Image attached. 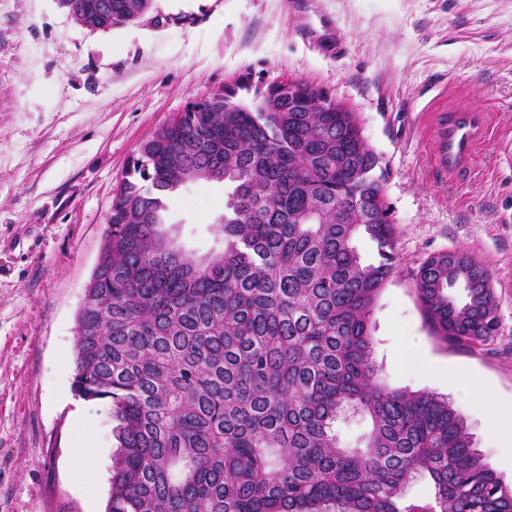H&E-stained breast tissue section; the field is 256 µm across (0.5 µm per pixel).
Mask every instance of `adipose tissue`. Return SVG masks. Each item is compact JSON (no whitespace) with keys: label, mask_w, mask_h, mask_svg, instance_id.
<instances>
[{"label":"adipose tissue","mask_w":512,"mask_h":512,"mask_svg":"<svg viewBox=\"0 0 512 512\" xmlns=\"http://www.w3.org/2000/svg\"><path fill=\"white\" fill-rule=\"evenodd\" d=\"M449 386L463 389L465 401L487 422V435L496 448L512 447V402L499 400L486 386L459 371L443 374Z\"/></svg>","instance_id":"adipose-tissue-1"}]
</instances>
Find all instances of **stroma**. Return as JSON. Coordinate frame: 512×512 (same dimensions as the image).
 <instances>
[{
	"mask_svg": "<svg viewBox=\"0 0 512 512\" xmlns=\"http://www.w3.org/2000/svg\"><path fill=\"white\" fill-rule=\"evenodd\" d=\"M323 21L340 52L303 39ZM294 81L358 113L386 170L398 236L374 312L385 382L447 396L512 483V453L401 347L410 338L512 397V0H310L303 15L288 0H152L108 30L79 25L57 0H0V512L106 510L117 441L107 405L73 392L76 319L129 159L194 103ZM458 108L485 113L489 134L452 176L434 138L440 114ZM225 193L200 181L171 195L167 221L188 250L221 248ZM444 250L491 274L499 332L486 344L451 346L420 307L413 275ZM84 442L87 478L75 460Z\"/></svg>",
	"mask_w": 512,
	"mask_h": 512,
	"instance_id": "35a3bbf8",
	"label": "stroma"
}]
</instances>
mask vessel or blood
I'll return each mask as SVG.
<instances>
[{
  "instance_id": "b4317fda",
  "label": "vessel or blood",
  "mask_w": 512,
  "mask_h": 512,
  "mask_svg": "<svg viewBox=\"0 0 512 512\" xmlns=\"http://www.w3.org/2000/svg\"><path fill=\"white\" fill-rule=\"evenodd\" d=\"M486 124L484 113L462 110L446 114L438 138L437 160L448 171L469 168L479 134Z\"/></svg>"
}]
</instances>
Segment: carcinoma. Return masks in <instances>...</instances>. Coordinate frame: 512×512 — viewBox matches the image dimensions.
Listing matches in <instances>:
<instances>
[{"mask_svg":"<svg viewBox=\"0 0 512 512\" xmlns=\"http://www.w3.org/2000/svg\"><path fill=\"white\" fill-rule=\"evenodd\" d=\"M59 6L110 29L150 3ZM379 168L343 113L305 112L281 84L204 101L174 139L142 143L77 317L74 393L116 422L107 512H512L448 400L389 387L375 362L374 306L397 266ZM198 181L231 187L223 247L171 261L169 194ZM414 282L449 344L497 334L490 274L466 252L429 255ZM350 416L370 425L352 448L336 432ZM425 477L432 495L411 494Z\"/></svg>","mask_w":512,"mask_h":512,"instance_id":"cac0c4a2","label":"carcinoma"}]
</instances>
